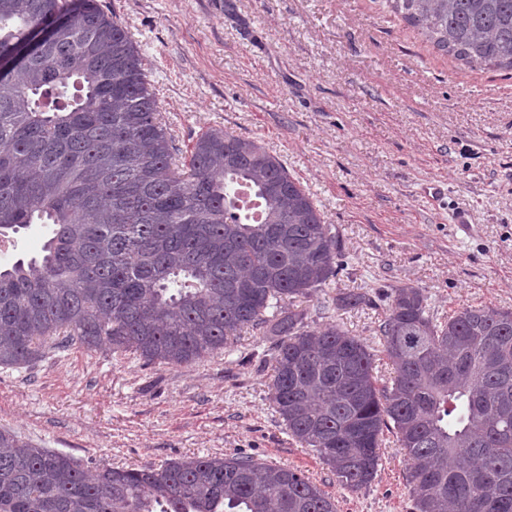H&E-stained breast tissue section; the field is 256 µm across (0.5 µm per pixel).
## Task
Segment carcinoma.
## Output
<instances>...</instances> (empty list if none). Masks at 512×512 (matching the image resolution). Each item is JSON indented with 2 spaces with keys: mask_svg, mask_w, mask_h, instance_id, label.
<instances>
[{
  "mask_svg": "<svg viewBox=\"0 0 512 512\" xmlns=\"http://www.w3.org/2000/svg\"><path fill=\"white\" fill-rule=\"evenodd\" d=\"M388 2L438 51L512 70V0ZM175 155L143 55L97 0H0V237L53 225L41 260L0 269V367L29 365L49 341L190 366L261 330L276 337L268 388L288 436L339 485L373 481L389 431L414 512H512V310L439 320L423 289L395 287L381 385L368 345L292 309L341 270L302 183L227 129ZM0 512L338 510L302 471L247 455L91 473L0 428Z\"/></svg>",
  "mask_w": 512,
  "mask_h": 512,
  "instance_id": "1",
  "label": "carcinoma"
}]
</instances>
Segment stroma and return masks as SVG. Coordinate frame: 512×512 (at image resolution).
<instances>
[{
  "label": "stroma",
  "instance_id": "obj_1",
  "mask_svg": "<svg viewBox=\"0 0 512 512\" xmlns=\"http://www.w3.org/2000/svg\"><path fill=\"white\" fill-rule=\"evenodd\" d=\"M131 33L179 150L208 128L258 140L306 185L339 235L342 269L304 302L377 353L395 287L423 288L431 314L512 309V71L437 51L387 0H98ZM441 182L445 203L429 199ZM470 212L466 228L448 221ZM39 224L5 238L0 266L39 253ZM368 290L373 305L331 307ZM271 337L246 332L188 367L54 350L0 367V427L86 467L241 453L302 470L339 512H412L407 461L387 437L374 480L342 487L288 436L267 387Z\"/></svg>",
  "mask_w": 512,
  "mask_h": 512
}]
</instances>
